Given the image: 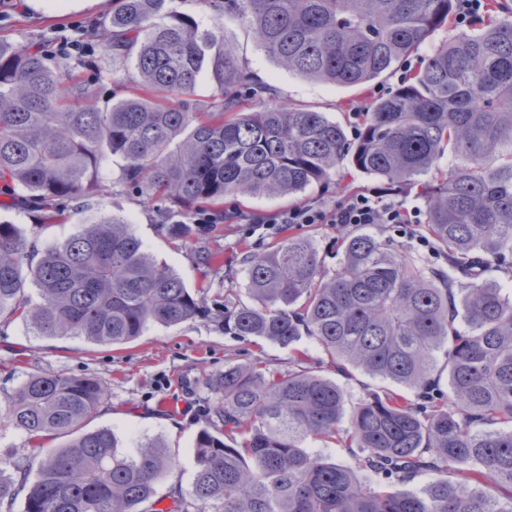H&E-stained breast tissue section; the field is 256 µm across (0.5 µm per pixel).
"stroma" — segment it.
I'll return each instance as SVG.
<instances>
[{
  "label": "stroma",
  "instance_id": "35a3bbf8",
  "mask_svg": "<svg viewBox=\"0 0 512 512\" xmlns=\"http://www.w3.org/2000/svg\"><path fill=\"white\" fill-rule=\"evenodd\" d=\"M111 10L112 0H21L18 7L0 14V40L42 46L80 29L91 39L96 23ZM224 41L236 52L245 73L269 89L268 94L252 99L250 108L302 104L340 122L351 135L358 128L353 109L368 106L372 98L398 84L393 75L371 87L343 88L282 70L248 37L238 20L225 22ZM381 189L374 178L340 169L329 186H312L297 198L228 197L224 207L266 215L313 202L332 205L353 193L372 194ZM70 208L67 221L44 225L37 212L0 206V223L16 225L41 249L78 232L99 214L126 216L157 261L173 268L189 287L206 286L212 300L248 301L246 256L290 234L310 239L327 270H335L342 257L337 244L341 229L333 224H279L255 232L247 224L224 223L209 238L171 239L163 227L174 222V212L165 211L154 199L127 192L113 180L93 196L90 207L74 202ZM205 250L219 252L220 265L205 266L201 260ZM289 357L288 349L281 346L225 334L211 317L171 328L150 326L138 340L119 348L100 346L81 336H40L22 322L12 321L0 324V398L15 392L29 373L40 370L92 375L103 381L108 397L88 420L87 429L117 430L127 449L140 440L160 438L178 452V466L160 480L153 504L155 512H166L172 495L188 492L193 482V444L208 422L209 378L223 372L228 361L249 363L258 358L271 368L284 370Z\"/></svg>",
  "mask_w": 512,
  "mask_h": 512
}]
</instances>
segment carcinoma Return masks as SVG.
Masks as SVG:
<instances>
[{"label": "carcinoma", "instance_id": "carcinoma-1", "mask_svg": "<svg viewBox=\"0 0 512 512\" xmlns=\"http://www.w3.org/2000/svg\"><path fill=\"white\" fill-rule=\"evenodd\" d=\"M210 2L205 30L175 0H112L98 28L112 68L98 84L123 71L132 86L104 108L95 86L76 81L79 62L0 41V194L64 221L65 204L101 185L117 158L129 191L187 218H222L228 195L297 196L345 163L416 191L448 269L349 229L331 273L302 236L248 255L250 302L226 299L215 318L228 335L288 349V370L224 363L195 439L191 501L167 512H512V294L494 283L512 255V0H488L468 30L370 102L352 141L312 108L249 111L242 95L258 89L217 35L224 20L247 23L290 72L363 88L452 26L453 0ZM204 72L214 93L200 110L191 96ZM164 228L204 237L214 225ZM206 313L204 289L158 263L118 215L42 251L0 224L3 321L120 347ZM330 368L391 386L348 409ZM106 398L94 376L27 377L0 417L32 441L66 442L31 483L28 466L0 459V507L23 490L24 512H147L176 454L156 440L130 452L110 429H83ZM316 441L347 448L351 463L329 461L309 448Z\"/></svg>", "mask_w": 512, "mask_h": 512}]
</instances>
